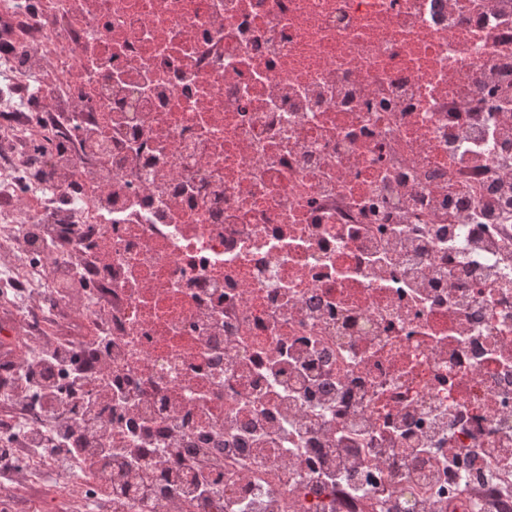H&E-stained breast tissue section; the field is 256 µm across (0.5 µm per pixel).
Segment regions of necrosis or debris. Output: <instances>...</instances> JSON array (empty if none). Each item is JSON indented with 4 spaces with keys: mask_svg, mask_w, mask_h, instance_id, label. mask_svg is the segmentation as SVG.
Wrapping results in <instances>:
<instances>
[{
    "mask_svg": "<svg viewBox=\"0 0 512 512\" xmlns=\"http://www.w3.org/2000/svg\"><path fill=\"white\" fill-rule=\"evenodd\" d=\"M459 4L0 0V346L111 372L126 434L14 448L0 512H512V0Z\"/></svg>",
    "mask_w": 512,
    "mask_h": 512,
    "instance_id": "4bbe7bcc",
    "label": "necrosis or debris"
}]
</instances>
